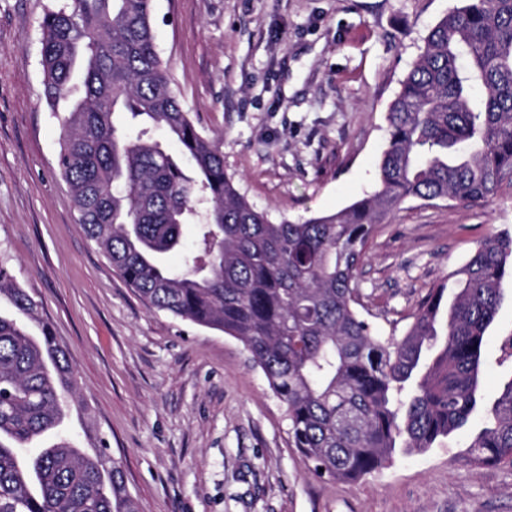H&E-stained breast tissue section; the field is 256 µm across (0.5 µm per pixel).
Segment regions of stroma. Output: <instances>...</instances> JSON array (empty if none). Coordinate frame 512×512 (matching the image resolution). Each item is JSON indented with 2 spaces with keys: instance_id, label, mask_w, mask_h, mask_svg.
<instances>
[{
  "instance_id": "stroma-1",
  "label": "stroma",
  "mask_w": 512,
  "mask_h": 512,
  "mask_svg": "<svg viewBox=\"0 0 512 512\" xmlns=\"http://www.w3.org/2000/svg\"><path fill=\"white\" fill-rule=\"evenodd\" d=\"M54 2L0 0V264L41 301L138 512H512V468L467 463L463 433L355 482L313 476L244 345L153 310L121 278L57 168L63 126L40 64ZM454 3L156 0V43L240 194L297 220L375 189L389 105ZM504 232L512 184L488 202L406 201L358 277L381 335L402 336L431 290ZM510 335L511 289L487 332V399L512 377L498 363Z\"/></svg>"
}]
</instances>
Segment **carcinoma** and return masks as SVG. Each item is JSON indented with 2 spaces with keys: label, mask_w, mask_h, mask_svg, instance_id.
Returning <instances> with one entry per match:
<instances>
[{
  "label": "carcinoma",
  "mask_w": 512,
  "mask_h": 512,
  "mask_svg": "<svg viewBox=\"0 0 512 512\" xmlns=\"http://www.w3.org/2000/svg\"><path fill=\"white\" fill-rule=\"evenodd\" d=\"M154 12V0H59L42 21L44 98L54 112L70 102L58 166L85 236L151 308L244 344L314 475L361 479L481 408L464 459L512 467V377L491 404L481 393L512 236L481 242L400 339L376 335L355 285L369 237L407 199L488 201L512 181V0H464L430 29L390 103L374 192L277 223L184 109ZM153 126L178 153L145 137ZM188 224L195 247L173 268ZM2 301L0 512H137L39 302L0 264Z\"/></svg>",
  "instance_id": "cac0c4a2"
}]
</instances>
